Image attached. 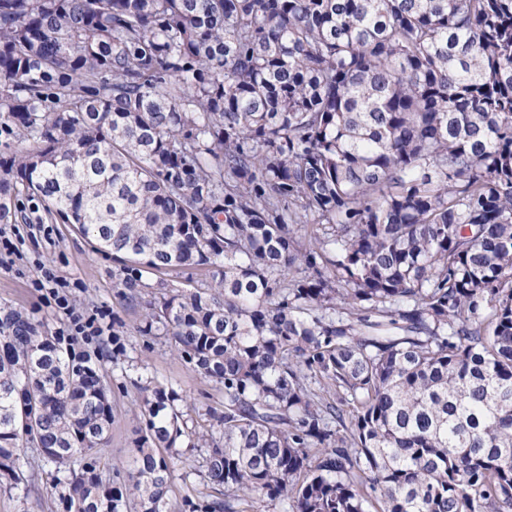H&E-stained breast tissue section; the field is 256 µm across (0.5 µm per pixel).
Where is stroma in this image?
<instances>
[{
  "label": "stroma",
  "mask_w": 512,
  "mask_h": 512,
  "mask_svg": "<svg viewBox=\"0 0 512 512\" xmlns=\"http://www.w3.org/2000/svg\"><path fill=\"white\" fill-rule=\"evenodd\" d=\"M43 263L55 265L68 280H80V287L71 291L78 312L104 307L112 310L123 325L124 351L117 356L112 353L108 336L60 344L64 353L89 361L107 384L114 422L108 443L97 448L95 456L103 479L120 484L125 476L123 465L142 426L138 417L141 386L158 383L173 388L188 405L189 420L197 427L205 425L210 410L223 409L224 393L178 356L169 337L141 332L146 301L163 296V289L144 288L136 299L119 298L111 257L92 248L71 225L55 224L49 238L36 230L20 243L13 264L0 266V307L23 310L49 334H56L62 325L61 313L43 307L39 292L31 286L38 265ZM207 454L204 448H178L169 491L172 512H189L188 501L214 495L203 469ZM18 466L24 475L22 482L13 484L0 478V512H64L56 487V467L43 457L37 445L22 449Z\"/></svg>",
  "instance_id": "stroma-1"
}]
</instances>
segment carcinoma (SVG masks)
Returning a JSON list of instances; mask_svg holds the SVG:
<instances>
[{
  "instance_id": "1",
  "label": "carcinoma",
  "mask_w": 512,
  "mask_h": 512,
  "mask_svg": "<svg viewBox=\"0 0 512 512\" xmlns=\"http://www.w3.org/2000/svg\"><path fill=\"white\" fill-rule=\"evenodd\" d=\"M1 126L0 221L32 192L115 287L184 277L142 332L224 390L201 432L144 387L109 486L102 376L7 310L1 476L32 441L66 512H170L186 437L192 512H512V0H0ZM187 440L175 448L177 455L172 460V478L169 499L172 512H189L188 500L198 501L217 495V491L207 482L203 460L208 454L207 448H186Z\"/></svg>"
}]
</instances>
